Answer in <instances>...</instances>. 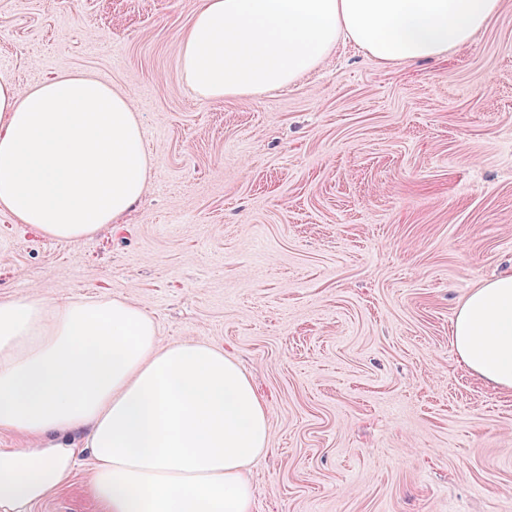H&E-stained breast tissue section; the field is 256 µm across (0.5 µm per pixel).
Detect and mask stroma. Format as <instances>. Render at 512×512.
Wrapping results in <instances>:
<instances>
[{
    "label": "stroma",
    "mask_w": 512,
    "mask_h": 512,
    "mask_svg": "<svg viewBox=\"0 0 512 512\" xmlns=\"http://www.w3.org/2000/svg\"><path fill=\"white\" fill-rule=\"evenodd\" d=\"M201 0H0V79L92 74L141 121L151 177L121 223L50 238L0 207V301L120 296L161 344L201 338L269 405L251 512H512V392L450 332L512 273V0L447 58L341 40L295 84L195 95ZM32 512H101L89 460Z\"/></svg>",
    "instance_id": "35a3bbf8"
}]
</instances>
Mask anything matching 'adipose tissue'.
I'll use <instances>...</instances> for the list:
<instances>
[{"label": "adipose tissue", "mask_w": 512, "mask_h": 512, "mask_svg": "<svg viewBox=\"0 0 512 512\" xmlns=\"http://www.w3.org/2000/svg\"><path fill=\"white\" fill-rule=\"evenodd\" d=\"M500 0H201L180 44L184 81L210 100L287 87L340 37L383 65L468 45ZM152 162L127 96L85 75L22 92L0 82V206L59 240L116 224ZM452 345L477 377L512 391V275L479 283ZM268 404L201 339L159 342L121 297L0 301V512H31L78 457L105 512H250L249 465L269 446Z\"/></svg>", "instance_id": "ef3b65f1"}]
</instances>
